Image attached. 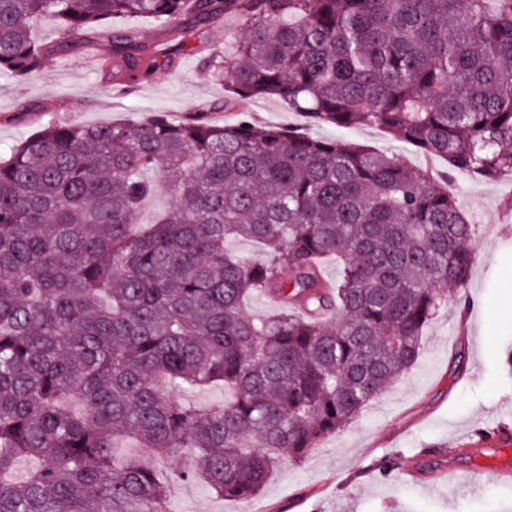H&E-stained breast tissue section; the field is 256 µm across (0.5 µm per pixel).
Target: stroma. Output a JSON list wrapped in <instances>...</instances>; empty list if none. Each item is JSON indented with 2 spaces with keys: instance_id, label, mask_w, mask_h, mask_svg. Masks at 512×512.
Wrapping results in <instances>:
<instances>
[{
  "instance_id": "1",
  "label": "stroma",
  "mask_w": 512,
  "mask_h": 512,
  "mask_svg": "<svg viewBox=\"0 0 512 512\" xmlns=\"http://www.w3.org/2000/svg\"><path fill=\"white\" fill-rule=\"evenodd\" d=\"M239 29L232 18L198 26L176 66H158L127 83L101 64L98 50L78 42L26 82L0 75V154L53 122L134 124L156 112L177 121L200 109L215 124L244 115L443 172L440 159L379 127L312 126L280 100H234L223 80L203 75L201 65L209 55L231 51ZM448 189L475 226V262L460 290L463 303H448L424 328L412 369L303 459L280 457L250 503L218 497L202 481H181V457L158 459L173 512H512V483L495 474L500 464L512 463V444L486 445L478 459L466 452L483 433L512 432V376L502 367V352L512 347V176L485 181L456 174ZM396 456L415 458L428 473L478 465L483 483L476 488L460 479L448 487L378 469V462Z\"/></svg>"
}]
</instances>
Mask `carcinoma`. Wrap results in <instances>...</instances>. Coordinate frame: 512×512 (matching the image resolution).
Returning <instances> with one entry per match:
<instances>
[{
  "label": "carcinoma",
  "mask_w": 512,
  "mask_h": 512,
  "mask_svg": "<svg viewBox=\"0 0 512 512\" xmlns=\"http://www.w3.org/2000/svg\"><path fill=\"white\" fill-rule=\"evenodd\" d=\"M45 15L89 43L115 17L159 18L169 64L187 22L233 15L232 55L202 68L236 100L378 125L446 175L512 176V0H0L1 73L23 82L57 56L33 36ZM156 58L134 32L112 42L125 76ZM159 181L170 206L141 230ZM473 230L426 168L244 118L53 123L19 142L0 157V512H171L158 470L116 457L125 437L189 452L183 477L251 501L282 454L412 368L467 281ZM253 293L279 309L247 314ZM214 383L231 397L209 410L168 393ZM22 457L38 468L6 480Z\"/></svg>",
  "instance_id": "carcinoma-1"
}]
</instances>
